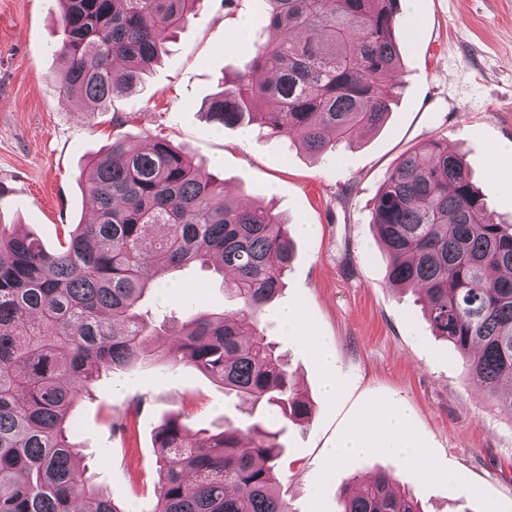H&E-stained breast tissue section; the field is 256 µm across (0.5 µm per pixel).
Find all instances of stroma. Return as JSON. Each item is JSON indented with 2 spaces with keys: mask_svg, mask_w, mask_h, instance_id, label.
I'll return each instance as SVG.
<instances>
[{
  "mask_svg": "<svg viewBox=\"0 0 512 512\" xmlns=\"http://www.w3.org/2000/svg\"><path fill=\"white\" fill-rule=\"evenodd\" d=\"M414 25L401 29L403 72L386 126L318 159L289 142L217 128L207 107L244 70L242 35L266 26L256 0H201L197 14L133 91L108 108L62 95L55 0H0V224L19 225L56 251L74 224L91 219L80 188L89 160L113 138L157 136L188 147L234 199L272 206L287 224L294 258L266 306V336L286 352L314 405L291 424L279 481L289 512H336L342 483L381 470L395 475L424 512H512V417L466 377L453 347L434 335L415 293L386 280L387 258L370 222L374 199L399 158L432 139L463 156L494 220L512 222V183L496 174L493 149L512 145V0H403ZM301 224L311 233L298 232ZM185 288L148 294L154 345L170 348ZM298 309L308 335L327 343L341 391L327 399V375L284 331L280 313ZM409 405V427L426 444L424 463L373 453L330 462L325 450L364 403ZM184 414L191 429L251 421L247 405L202 373L164 365L103 373L75 407V439L94 485L130 512L155 498L154 434ZM123 430L110 429L111 419Z\"/></svg>",
  "mask_w": 512,
  "mask_h": 512,
  "instance_id": "35a3bbf8",
  "label": "stroma"
}]
</instances>
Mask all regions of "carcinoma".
I'll list each match as a JSON object with an SVG mask.
<instances>
[{
    "label": "carcinoma",
    "mask_w": 512,
    "mask_h": 512,
    "mask_svg": "<svg viewBox=\"0 0 512 512\" xmlns=\"http://www.w3.org/2000/svg\"><path fill=\"white\" fill-rule=\"evenodd\" d=\"M63 92L91 106L141 84L162 44L200 0H59ZM268 39L222 83L208 113L326 156L392 113L402 71L399 0H260ZM95 205L61 252L0 225V512H129L84 478L74 400L101 372L194 368L259 411L191 432L169 415L155 434L158 486L140 512H288L279 489V423L314 411L261 327L293 259L271 208L224 197L189 149L116 138L84 181ZM370 223L388 283L413 290L467 377L512 416V224L494 222L461 156L444 140L406 154L377 193ZM228 278L233 310L182 309L175 351L151 344L145 293L191 266ZM336 512H422L386 472L336 495Z\"/></svg>",
    "instance_id": "obj_1"
}]
</instances>
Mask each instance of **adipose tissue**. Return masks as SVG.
I'll return each instance as SVG.
<instances>
[{
    "instance_id": "ef3b65f1",
    "label": "adipose tissue",
    "mask_w": 512,
    "mask_h": 512,
    "mask_svg": "<svg viewBox=\"0 0 512 512\" xmlns=\"http://www.w3.org/2000/svg\"><path fill=\"white\" fill-rule=\"evenodd\" d=\"M409 408H395L385 403H369L327 449L331 460H341L355 454L380 451L416 462L422 458V439L412 433L408 423Z\"/></svg>"
}]
</instances>
